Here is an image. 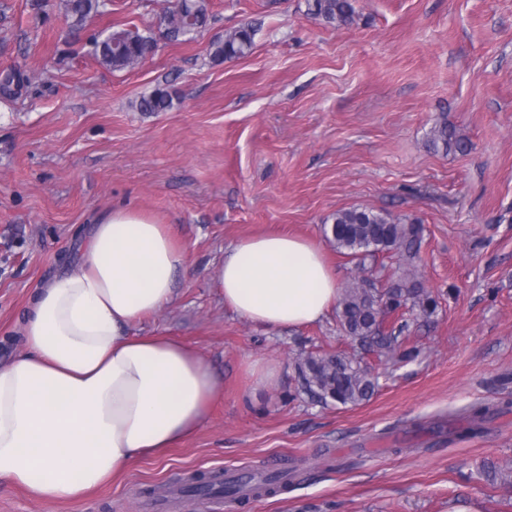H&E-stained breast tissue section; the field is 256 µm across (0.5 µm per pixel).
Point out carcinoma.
<instances>
[{
  "label": "carcinoma",
  "mask_w": 512,
  "mask_h": 512,
  "mask_svg": "<svg viewBox=\"0 0 512 512\" xmlns=\"http://www.w3.org/2000/svg\"><path fill=\"white\" fill-rule=\"evenodd\" d=\"M63 7L75 22L84 24L92 13L106 12L109 0H62ZM308 14L328 25L344 26L355 22L352 0H307ZM211 18L209 0H188L181 10L169 9L159 15V30L170 41L185 42L205 28ZM256 29L242 24L224 33V39L212 43L211 59L217 63L248 56L254 47ZM153 36L137 29L111 30L102 39L94 40L95 54L114 70L135 68L141 59L154 51ZM172 106V97L156 89L137 103L140 112H164ZM429 146L444 153L464 147L455 131L442 122L433 130ZM324 232L336 251L366 261L397 253L408 263L418 258L422 227L406 218L364 207L336 211ZM439 308L438 299L417 278L416 273L390 281L382 287L366 278L354 279L342 292L336 306L339 330L359 343L365 351L384 350L409 361L417 349L407 343L408 317L433 316ZM300 391L317 402L331 400L337 404L359 405L368 401L378 388V378L362 365L357 355L333 354L308 356L298 363ZM482 476L491 483L512 485V464L500 467L486 463ZM265 493L270 495L286 485L284 474L268 472L261 475ZM192 491L207 490L235 500L239 489L235 478L220 482L194 479Z\"/></svg>",
  "instance_id": "cac0c4a2"
}]
</instances>
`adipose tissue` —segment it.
<instances>
[{"mask_svg": "<svg viewBox=\"0 0 512 512\" xmlns=\"http://www.w3.org/2000/svg\"><path fill=\"white\" fill-rule=\"evenodd\" d=\"M188 271L167 225L121 206L96 219L80 265L31 296L23 353L0 362L1 480L73 502L206 423L222 377L187 343L133 331ZM214 285L227 309L273 329L322 320L339 293L322 249L292 235L238 240Z\"/></svg>", "mask_w": 512, "mask_h": 512, "instance_id": "obj_1", "label": "adipose tissue"}]
</instances>
